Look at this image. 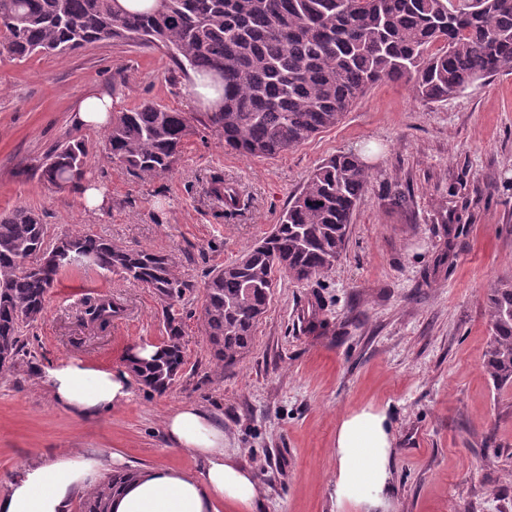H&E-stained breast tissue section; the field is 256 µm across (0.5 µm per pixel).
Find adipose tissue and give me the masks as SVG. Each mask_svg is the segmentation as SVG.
I'll return each instance as SVG.
<instances>
[{
    "label": "adipose tissue",
    "mask_w": 512,
    "mask_h": 512,
    "mask_svg": "<svg viewBox=\"0 0 512 512\" xmlns=\"http://www.w3.org/2000/svg\"><path fill=\"white\" fill-rule=\"evenodd\" d=\"M125 371L69 364L53 370L48 386L53 401L79 415L92 416L121 406L131 396ZM174 447L203 458L201 475L163 466L142 471L112 502V512H251L256 475L241 466L224 447V430L193 405L173 410L166 419ZM393 437L382 410H363L342 418L336 430L337 500L377 508L390 490ZM108 466L98 458L63 456L25 468L0 496V512H71L75 495L94 488Z\"/></svg>",
    "instance_id": "obj_1"
}]
</instances>
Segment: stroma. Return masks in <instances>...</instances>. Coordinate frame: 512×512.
I'll use <instances>...</instances> for the list:
<instances>
[{
    "instance_id": "obj_1",
    "label": "stroma",
    "mask_w": 512,
    "mask_h": 512,
    "mask_svg": "<svg viewBox=\"0 0 512 512\" xmlns=\"http://www.w3.org/2000/svg\"><path fill=\"white\" fill-rule=\"evenodd\" d=\"M90 91L121 111L200 109L190 74L158 50L105 41L19 62L0 49V212L37 211L51 243L81 231L169 254L188 283L183 374L162 394L133 386L127 403L96 416L56 406L52 370H121L131 346L165 335L151 288L93 266L63 270L23 330L26 365L0 375V494L24 467L67 453L200 474L202 458L172 447L164 428L169 411L195 405L257 473L254 512H362L336 499L334 448L339 421L372 405L395 433L387 512H512V388L495 389L484 372L487 291L512 281V74L434 104L374 85L336 127L273 158L225 149L199 124L174 172L152 178L113 162L102 131L72 124ZM69 136L85 139L109 211L35 175ZM354 149L369 182L345 252L310 281L280 278L249 355L215 369L200 320L207 274L268 235L323 160ZM217 175L236 183L240 210L210 194ZM103 291L123 314L99 329L81 316Z\"/></svg>"
}]
</instances>
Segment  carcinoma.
<instances>
[{
    "label": "carcinoma",
    "mask_w": 512,
    "mask_h": 512,
    "mask_svg": "<svg viewBox=\"0 0 512 512\" xmlns=\"http://www.w3.org/2000/svg\"><path fill=\"white\" fill-rule=\"evenodd\" d=\"M3 48L15 59L66 54L101 41L164 51L179 68L210 78L224 105L194 118L152 103L112 113L104 145L111 159L142 177L172 173L201 122L244 156L273 157L338 124L370 87L408 86L436 103L492 77L512 73V0H157L125 11L116 0H0ZM85 140L58 142L36 166L59 190L87 180ZM369 181L360 154L324 160L290 199L278 224L205 284L202 327L214 365L226 369L249 354L277 275L304 281L334 266L353 211ZM93 266L151 288L164 302L167 348L149 359L126 357L140 385L157 393L178 379L185 361L184 317L176 307L188 284L169 255L127 248L86 232L65 234ZM46 228L38 213H0V373L20 365V332L37 320L61 271L43 263ZM120 312L109 298L90 322ZM485 372L494 387H512V284L490 288ZM137 477L108 474L81 500L80 512H110L112 497Z\"/></svg>",
    "instance_id": "cac0c4a2"
}]
</instances>
